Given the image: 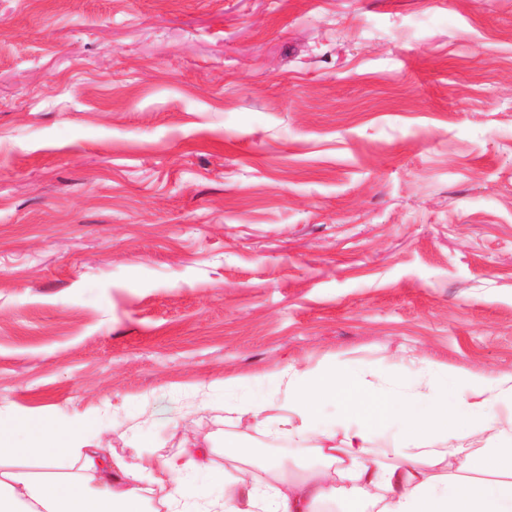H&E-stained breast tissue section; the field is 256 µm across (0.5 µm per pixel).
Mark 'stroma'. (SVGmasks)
<instances>
[{"label":"stroma","instance_id":"obj_1","mask_svg":"<svg viewBox=\"0 0 512 512\" xmlns=\"http://www.w3.org/2000/svg\"><path fill=\"white\" fill-rule=\"evenodd\" d=\"M342 359L512 374V0H0V413L232 480Z\"/></svg>","mask_w":512,"mask_h":512}]
</instances>
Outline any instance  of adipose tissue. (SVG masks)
<instances>
[{
	"mask_svg": "<svg viewBox=\"0 0 512 512\" xmlns=\"http://www.w3.org/2000/svg\"><path fill=\"white\" fill-rule=\"evenodd\" d=\"M428 380H388L379 370L337 360L316 372L292 367L225 379L224 422L312 444L303 474L265 461L262 477L209 483L210 453L155 448L130 455L87 452L84 428L48 418L0 415V512H146L144 484L165 512H512V445L498 446L491 421L512 399V375L494 381L431 363ZM390 434L388 448L374 439ZM33 458L36 473L8 469ZM81 474L60 472L62 460Z\"/></svg>",
	"mask_w": 512,
	"mask_h": 512,
	"instance_id": "1",
	"label": "adipose tissue"
}]
</instances>
